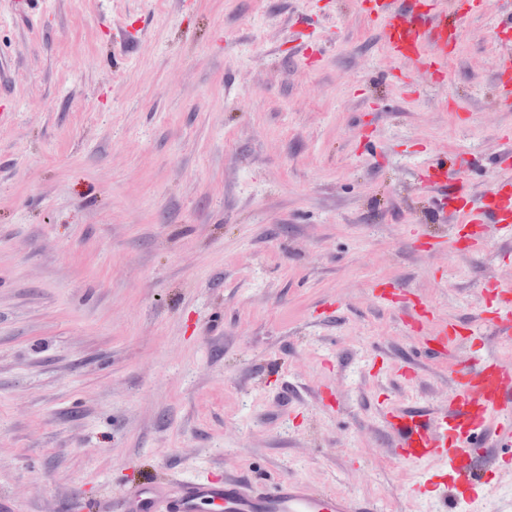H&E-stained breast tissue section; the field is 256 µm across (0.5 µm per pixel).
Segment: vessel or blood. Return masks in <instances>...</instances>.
Returning a JSON list of instances; mask_svg holds the SVG:
<instances>
[{"label": "vessel or blood", "instance_id": "b4317fda", "mask_svg": "<svg viewBox=\"0 0 512 512\" xmlns=\"http://www.w3.org/2000/svg\"><path fill=\"white\" fill-rule=\"evenodd\" d=\"M449 15L441 0H434L428 11L389 22L387 44L401 57H421L428 65L443 66L446 49L428 55L424 48L441 41ZM495 180V190L477 207L470 206L465 183H458L452 193L438 198L440 211L466 227L495 220L500 232L512 239V166L502 165ZM495 291L502 304L495 312L494 336L511 344L512 288L499 285ZM384 422L400 459L433 469L412 487V495L443 503L484 500L494 488L492 473L512 467V457L499 453L500 447L512 445V365L495 358L481 360L467 372L446 410L396 407L386 411ZM166 496L165 485H145L123 501V512H161ZM205 504L216 512H377L373 502L318 492L293 479L257 488L237 472L184 483L175 510L199 512Z\"/></svg>", "mask_w": 512, "mask_h": 512}]
</instances>
